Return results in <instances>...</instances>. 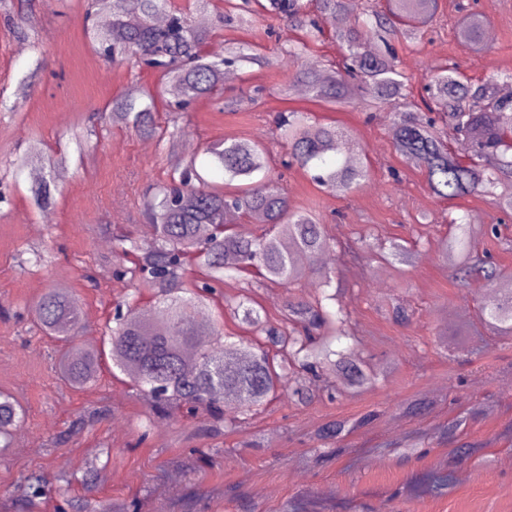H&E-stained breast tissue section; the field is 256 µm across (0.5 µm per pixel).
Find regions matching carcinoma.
I'll use <instances>...</instances> for the list:
<instances>
[{
  "mask_svg": "<svg viewBox=\"0 0 512 512\" xmlns=\"http://www.w3.org/2000/svg\"><path fill=\"white\" fill-rule=\"evenodd\" d=\"M85 34L103 49L114 64H132L159 75L160 90H142L136 96L112 101L108 121L136 134L162 142L184 133L157 120L156 102L168 111H187L194 102L223 90L224 72L245 63L262 66L265 57L246 42H227L224 55L206 51L212 29L194 24L193 16L171 5V0H112V18L103 19L106 0H86ZM252 0H226L220 22L225 27L252 23ZM270 15L288 22L298 40L285 51L291 72L278 94L286 99L297 85L313 99L333 107L387 110L393 119L396 150L417 164L431 194L453 201L468 196H491L497 210L512 212V75L494 73L482 84L462 78L458 66L448 62L430 70L420 97L399 66L392 41L416 42L437 21L439 0H267ZM457 39L477 52L490 54L485 43L488 20L465 4H456ZM347 14L346 24L332 31L342 55L316 67L300 64L325 36L324 19ZM286 155L328 194L351 193L368 176L367 158L349 159L343 152L344 134L334 125L312 120L310 113L289 110L275 119ZM212 170L224 184H236L233 193L209 182L198 169V155L173 159L167 181L155 187L144 203L147 223L154 226L148 242L127 235L114 238L115 246L131 266L116 277L149 291L154 298L156 322L143 318L137 298H124L115 306L113 326L101 345L75 344L82 329L78 299L68 288L55 286L32 306L40 329L68 348L55 364L64 381L82 389L95 384L103 356L112 370L127 377L136 395L161 416L186 405L233 428L250 411L277 392L291 390L303 403L311 400L300 373L334 376L352 389H367L377 379L375 369L362 368L356 356L332 348L339 336H348L347 311L328 292L332 277L318 258L331 247L319 214L295 207L272 172L265 144L224 139L203 149ZM62 164L52 156L25 153L11 165L21 174L33 166L49 171ZM29 192L42 207L50 198V181L33 182ZM456 234L444 239L441 251L457 264L456 283L470 287L475 280L493 287L504 276L496 263L482 257L476 244L498 236V225L475 218H452ZM388 258L411 264L412 252L391 241L380 244ZM257 269L264 280L292 288L304 280H317L321 293L311 302H287L283 320L274 325L262 317L256 302L244 296L226 303L218 314L202 322L199 315L212 311L216 288L235 273ZM241 328L255 335L249 343L230 342L224 333V312ZM485 324L496 334L512 335V289L499 292L496 302L481 310ZM287 356L289 370L274 364L271 349ZM23 409L8 393L0 392V452L11 446ZM375 417L367 413L357 421L336 420L324 429L336 438ZM71 475L60 467L58 484L42 476L28 478L26 497L49 498L68 491Z\"/></svg>",
  "mask_w": 512,
  "mask_h": 512,
  "instance_id": "carcinoma-1",
  "label": "carcinoma"
}]
</instances>
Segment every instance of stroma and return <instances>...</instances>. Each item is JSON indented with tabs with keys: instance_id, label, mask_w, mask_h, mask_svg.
Returning <instances> with one entry per match:
<instances>
[{
	"instance_id": "35a3bbf8",
	"label": "stroma",
	"mask_w": 512,
	"mask_h": 512,
	"mask_svg": "<svg viewBox=\"0 0 512 512\" xmlns=\"http://www.w3.org/2000/svg\"><path fill=\"white\" fill-rule=\"evenodd\" d=\"M495 34L490 45L500 72L512 73V0H477ZM447 21L427 41L396 42L402 69L414 90L431 66L456 62L473 82L489 70L473 50L462 49L449 24L455 0H441ZM85 0H0V390L25 411L0 461V512H20L25 478L33 472L55 480L60 466L77 477L68 501L39 499L30 512H73L86 500L80 476H101V498L138 512H512V337L495 335L480 311L485 289L463 291L452 281L453 264L439 247L449 214L484 221L498 218L492 200H437L420 168L395 149L385 112H334L305 97L282 99L279 84L289 66L285 22L257 20L221 28L212 46L242 41L262 47L270 63L239 70L222 98L196 102L186 114V139L194 152L212 140L255 139L273 164L283 150L273 133L278 112L307 110L335 123L360 144L371 175L354 192H321L302 170L283 173L294 205L319 213L333 241L330 271L354 330V352L380 368L374 386L356 391L322 377L314 397L302 403L280 392L227 430L206 415L150 419L127 382L102 369L95 385L74 389L53 369L59 344L33 322L31 307L48 288L64 285L78 296L83 331L79 344H98L115 301L129 287L113 274L119 266L112 225L141 236L142 209L150 187L166 176L176 142L159 143L112 124L94 125L93 110L112 99L158 83L146 69L115 66L85 36ZM46 67L27 95L18 82L36 56ZM264 85L261 103L242 101L234 112L226 99L241 88ZM88 132L85 147L72 138ZM64 155L53 172L52 202L35 207L30 178L12 179L10 163L26 152ZM413 244V265H391L377 241ZM45 266L21 272L34 253ZM319 293L305 281L293 288L265 284L254 298L271 320L286 301ZM403 307L409 322L396 319ZM420 402L418 412L406 407ZM104 407L78 433L72 421ZM377 419L349 434L322 439V425ZM471 420L454 442L440 426L460 412ZM150 433H143L144 424Z\"/></svg>"
}]
</instances>
